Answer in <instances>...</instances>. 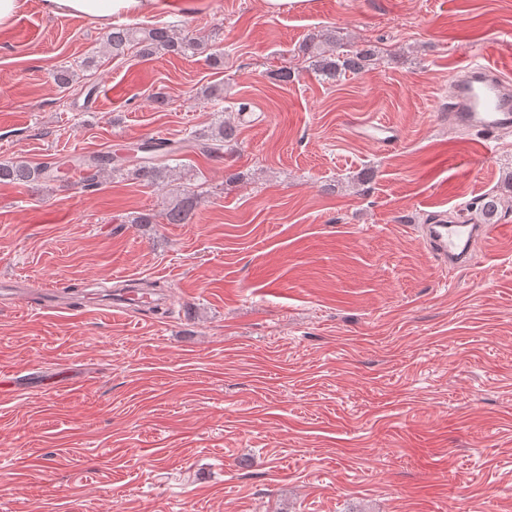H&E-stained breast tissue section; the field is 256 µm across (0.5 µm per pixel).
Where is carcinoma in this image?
<instances>
[{"mask_svg":"<svg viewBox=\"0 0 512 512\" xmlns=\"http://www.w3.org/2000/svg\"><path fill=\"white\" fill-rule=\"evenodd\" d=\"M139 49L143 57L157 54L193 53L196 42L178 37L169 27H130L112 25L107 37V47L112 57H123L132 47ZM301 51L309 56L312 66L326 79L335 81L346 73H359L376 56L375 47L369 44L355 45L347 52L336 51V35L320 33L303 43ZM234 126L222 119L216 120L207 129L194 131L178 142L148 140L151 156L138 163L129 162L122 152L93 156L72 155L64 160L31 164L24 160L0 163V182L10 184H51L59 181L62 168H74L82 172V183L86 188L98 185L100 177L110 171L127 176L130 180L157 184L168 179L172 173L170 162L181 156L195 154L206 158H220L224 147L234 139ZM198 203V196L184 193L167 203L165 217L170 224L191 223Z\"/></svg>","mask_w":512,"mask_h":512,"instance_id":"1","label":"carcinoma"}]
</instances>
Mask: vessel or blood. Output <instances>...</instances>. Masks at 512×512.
<instances>
[{"label": "vessel or blood", "instance_id": "1", "mask_svg": "<svg viewBox=\"0 0 512 512\" xmlns=\"http://www.w3.org/2000/svg\"><path fill=\"white\" fill-rule=\"evenodd\" d=\"M448 97L453 108L448 124L487 136L512 132V62L484 64L469 61L448 80ZM358 134L377 146H390L393 129L386 123L371 119L357 128ZM423 244L441 268L456 271L470 267L474 245L490 238L493 232L511 233L512 226H490L467 220L441 219L417 225ZM0 303L14 308L37 307L41 310L66 309L64 291L50 283L31 284L15 279L0 280Z\"/></svg>", "mask_w": 512, "mask_h": 512}]
</instances>
